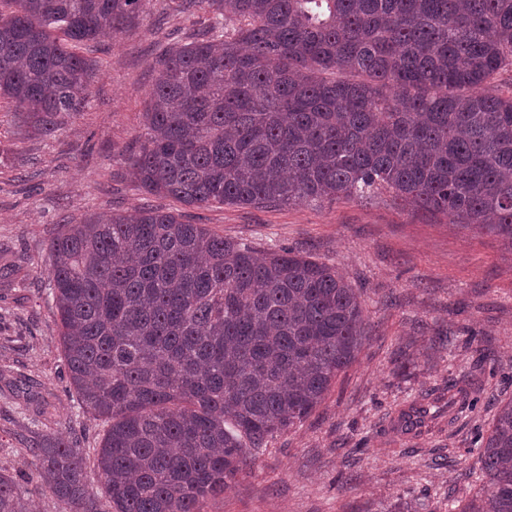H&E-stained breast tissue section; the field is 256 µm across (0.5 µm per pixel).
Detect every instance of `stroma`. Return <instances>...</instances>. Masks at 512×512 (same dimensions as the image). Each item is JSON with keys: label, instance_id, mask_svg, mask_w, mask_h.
Masks as SVG:
<instances>
[{"label": "stroma", "instance_id": "1", "mask_svg": "<svg viewBox=\"0 0 512 512\" xmlns=\"http://www.w3.org/2000/svg\"><path fill=\"white\" fill-rule=\"evenodd\" d=\"M196 31L173 0H146L138 25L93 49L85 112L29 136L0 104V474L25 512H64L45 488L32 443L99 447L107 420L82 412L68 383L49 297L50 247L90 213L161 208L258 251L291 247L333 265L358 288L367 340L303 423L254 451L202 512H448L480 481L474 447L512 400V251L475 227L398 207L388 195L281 208L188 207L144 193L128 171L143 131L154 44ZM454 341L434 346L433 329ZM488 352L493 364L481 362ZM473 400L448 418V383ZM426 409L408 432L400 410Z\"/></svg>", "mask_w": 512, "mask_h": 512}]
</instances>
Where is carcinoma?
Segmentation results:
<instances>
[{"label":"carcinoma","instance_id":"cac0c4a2","mask_svg":"<svg viewBox=\"0 0 512 512\" xmlns=\"http://www.w3.org/2000/svg\"><path fill=\"white\" fill-rule=\"evenodd\" d=\"M145 0H0V100L40 136L91 98L81 49ZM192 41L156 45L130 158L144 192L257 209L390 193L512 249V0H177ZM49 269L82 409L112 424L88 469L68 440L31 453L75 512H201L275 432L302 423L362 351L363 307L336 268L258 255L159 208L65 224ZM469 394L448 384V410ZM459 512H512V400ZM0 474V512H23Z\"/></svg>","mask_w":512,"mask_h":512}]
</instances>
